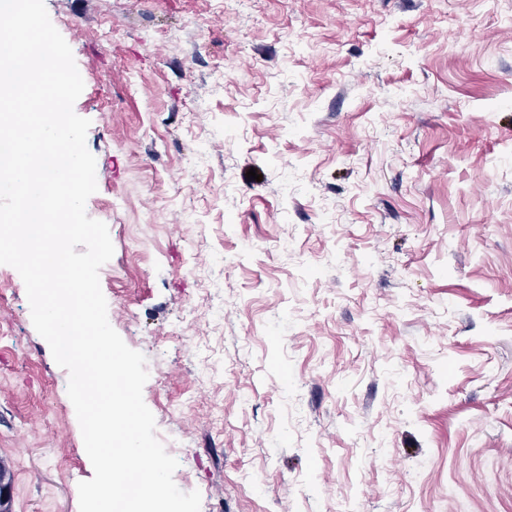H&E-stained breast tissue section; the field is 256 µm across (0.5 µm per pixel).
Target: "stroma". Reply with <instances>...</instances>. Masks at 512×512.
I'll return each mask as SVG.
<instances>
[{
  "mask_svg": "<svg viewBox=\"0 0 512 512\" xmlns=\"http://www.w3.org/2000/svg\"><path fill=\"white\" fill-rule=\"evenodd\" d=\"M45 6L176 486L201 512H512V0ZM68 379L0 264L5 512H79Z\"/></svg>",
  "mask_w": 512,
  "mask_h": 512,
  "instance_id": "1",
  "label": "stroma"
}]
</instances>
